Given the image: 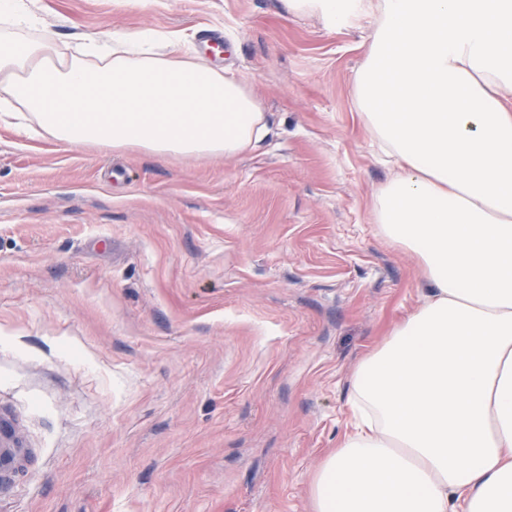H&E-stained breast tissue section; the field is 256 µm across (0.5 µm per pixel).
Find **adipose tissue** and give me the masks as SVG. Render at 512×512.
Here are the masks:
<instances>
[{"label":"adipose tissue","instance_id":"ef3b65f1","mask_svg":"<svg viewBox=\"0 0 512 512\" xmlns=\"http://www.w3.org/2000/svg\"><path fill=\"white\" fill-rule=\"evenodd\" d=\"M376 21L358 115L394 167L374 217L426 291L357 363L311 512H512V0H280ZM70 147L236 158L267 135L245 77L145 30L100 52L0 32V123Z\"/></svg>","mask_w":512,"mask_h":512}]
</instances>
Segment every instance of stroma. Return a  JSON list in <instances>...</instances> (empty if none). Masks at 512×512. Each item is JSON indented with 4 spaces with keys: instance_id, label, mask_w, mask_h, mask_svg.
<instances>
[{
    "instance_id": "1",
    "label": "stroma",
    "mask_w": 512,
    "mask_h": 512,
    "mask_svg": "<svg viewBox=\"0 0 512 512\" xmlns=\"http://www.w3.org/2000/svg\"><path fill=\"white\" fill-rule=\"evenodd\" d=\"M59 45L152 29L242 73L270 132L160 160L0 128V512H310L359 358L419 300L372 211L375 18L280 0H32Z\"/></svg>"
}]
</instances>
